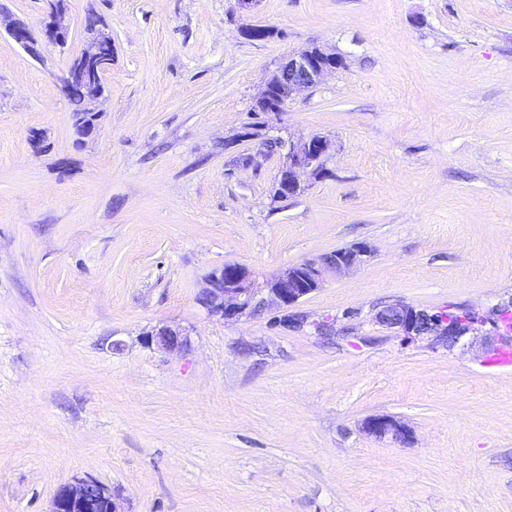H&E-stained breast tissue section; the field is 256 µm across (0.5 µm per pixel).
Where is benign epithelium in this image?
<instances>
[{
  "mask_svg": "<svg viewBox=\"0 0 512 512\" xmlns=\"http://www.w3.org/2000/svg\"><path fill=\"white\" fill-rule=\"evenodd\" d=\"M67 0H51L50 12L42 29L44 41L58 47L67 45ZM11 38L20 46L35 51V39L30 29L20 22L9 26ZM108 33L89 35L81 52L68 65L62 79V91L67 97H86L90 112H98L96 103L103 96V77L112 67V56L103 52ZM320 56L331 60L323 64L315 60L311 49L302 48L289 54L276 73L265 83L256 97L255 110L278 113L283 111L295 95L316 88L323 79L336 72L334 61L339 55L321 46ZM283 162L274 185L276 201L293 198L306 190V180L326 173V162L334 144L323 136L282 141ZM372 250L365 243L336 250L325 259L321 256L299 264L286 266L263 281L252 269L240 264H226L208 275L200 289L197 301L210 313L226 320L250 316L255 311L277 307L290 310L321 288L329 277L364 266ZM373 321L381 327L400 332L407 340L434 336L448 347H455L479 333L480 328L492 323L491 316L471 322L452 324L406 303H393L376 311ZM149 347L174 350L185 344L180 329L163 326L144 335ZM363 429L378 439H389L405 444L411 438L410 429L391 416H371L364 420ZM50 512H119L116 501L107 486L93 477L76 480L61 487L52 500Z\"/></svg>",
  "mask_w": 512,
  "mask_h": 512,
  "instance_id": "7a95c632",
  "label": "benign epithelium"
}]
</instances>
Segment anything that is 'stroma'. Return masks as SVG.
I'll list each match as a JSON object with an SVG mask.
<instances>
[{
  "mask_svg": "<svg viewBox=\"0 0 512 512\" xmlns=\"http://www.w3.org/2000/svg\"><path fill=\"white\" fill-rule=\"evenodd\" d=\"M49 11L0 0V512L86 476L121 512H512L498 333L449 349L373 321L512 303V0H70L65 48L12 41ZM90 15L112 68L80 141L61 80ZM312 43L344 67L255 111ZM312 135L328 175L273 201L265 140ZM357 243L370 261L298 306L331 335L196 299L224 264L269 277ZM163 325L186 345L146 347ZM381 415L411 441L365 433Z\"/></svg>",
  "mask_w": 512,
  "mask_h": 512,
  "instance_id": "1",
  "label": "stroma"
}]
</instances>
